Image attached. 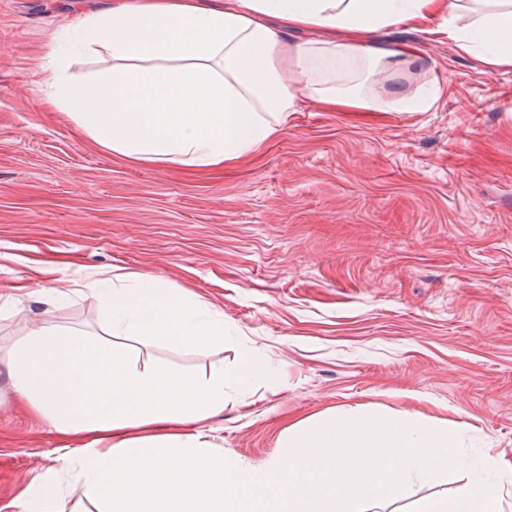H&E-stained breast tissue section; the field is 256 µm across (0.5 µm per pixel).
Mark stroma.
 <instances>
[{"label":"stroma","mask_w":512,"mask_h":512,"mask_svg":"<svg viewBox=\"0 0 512 512\" xmlns=\"http://www.w3.org/2000/svg\"><path fill=\"white\" fill-rule=\"evenodd\" d=\"M100 0H0V282L47 262L163 276L224 314L204 352L139 346L191 372L242 350L272 369L229 391L208 421L221 451L260 463L288 425L356 405L465 426L481 471L512 463V68L460 54L448 22L379 28L368 40L422 55L394 82L433 86L425 112L326 111L303 102L245 163L139 165L85 137L52 92L50 36ZM100 300L54 306L0 291V343L32 322L99 332ZM59 439L15 406L0 376V512L35 475L61 477Z\"/></svg>","instance_id":"35a3bbf8"}]
</instances>
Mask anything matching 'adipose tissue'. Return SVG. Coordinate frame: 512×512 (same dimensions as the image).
I'll return each mask as SVG.
<instances>
[{"instance_id": "1", "label": "adipose tissue", "mask_w": 512, "mask_h": 512, "mask_svg": "<svg viewBox=\"0 0 512 512\" xmlns=\"http://www.w3.org/2000/svg\"><path fill=\"white\" fill-rule=\"evenodd\" d=\"M475 2L478 16L460 29L463 0H106L72 28L81 45L111 52V70L70 79L67 50L52 37L46 103L101 148L138 163L220 169L273 140L301 96L329 110L372 111L363 79L419 63L420 54L409 44H368L370 30L445 15L459 52L512 66V0ZM304 26L349 38L290 42ZM340 65L358 66L361 81H337ZM290 70L302 88L289 83ZM82 279L101 301L110 343L41 323L0 363L16 405L66 441L62 467L98 512H371L465 464L456 450L461 424L412 423L366 406L288 426L280 452L259 465L219 452L206 421L223 413L228 389H246L268 365L248 350L234 366L212 363L199 375L141 361L129 340L176 350L223 344V312L152 273L113 266ZM502 489L501 478L477 475L452 496L419 500L416 512H501ZM16 505L71 512L68 496L44 480Z\"/></svg>"}]
</instances>
